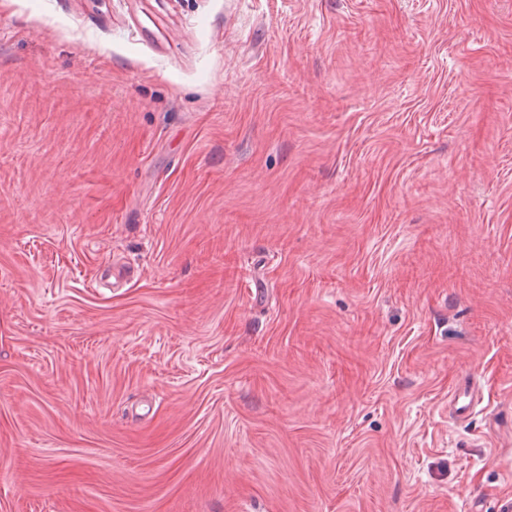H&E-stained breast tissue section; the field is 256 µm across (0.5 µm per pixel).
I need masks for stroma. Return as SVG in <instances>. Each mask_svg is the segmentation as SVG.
<instances>
[{
    "instance_id": "stroma-1",
    "label": "stroma",
    "mask_w": 512,
    "mask_h": 512,
    "mask_svg": "<svg viewBox=\"0 0 512 512\" xmlns=\"http://www.w3.org/2000/svg\"><path fill=\"white\" fill-rule=\"evenodd\" d=\"M511 507L512 0H0V512Z\"/></svg>"
}]
</instances>
